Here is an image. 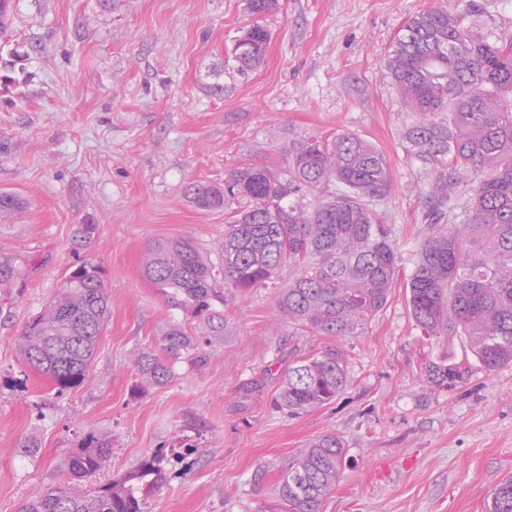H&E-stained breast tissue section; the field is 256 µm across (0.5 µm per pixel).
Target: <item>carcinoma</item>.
Returning a JSON list of instances; mask_svg holds the SVG:
<instances>
[{
  "mask_svg": "<svg viewBox=\"0 0 512 512\" xmlns=\"http://www.w3.org/2000/svg\"><path fill=\"white\" fill-rule=\"evenodd\" d=\"M246 6L253 23L231 49L240 75L264 62L270 32L261 20L279 0H247ZM386 68L415 117L406 132L411 154L433 168L428 219H439L454 204L462 183L474 184L466 220L425 239L410 282L412 314L424 333L442 345L458 337L468 343L472 364L423 363L434 384L452 388L476 370L491 374L512 363V34L494 37L450 7L431 8L405 22ZM392 186L384 153L354 134L295 139L285 171L235 165L224 170L222 184L187 185L185 194L197 208L226 209L221 267L182 237L158 243L145 273L169 289L171 302L208 335L222 336L219 277L246 293L274 282L286 264L295 274L278 289V303L288 321L320 336H356L386 305L396 279L397 251L367 204ZM307 196L312 201L305 203ZM25 208L20 195L0 192L1 217ZM96 231L95 224L78 225L73 250H83ZM20 275L18 259L1 253L0 287ZM109 313L102 269L81 262L26 323L20 359L60 393L77 386L89 374ZM180 359L207 361L197 338L174 325L161 353H134L140 383L167 384ZM346 384L344 353L326 349L288 367L278 406L293 414L317 410ZM109 451L104 436L87 434L66 457L69 480L37 490L22 512H143L165 479L164 453L155 452L119 481L80 489L102 470ZM343 458L344 442L334 433L309 442L276 486L280 512H318L336 491ZM488 512H512V477L494 487Z\"/></svg>",
  "mask_w": 512,
  "mask_h": 512,
  "instance_id": "obj_1",
  "label": "carcinoma"
}]
</instances>
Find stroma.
Here are the masks:
<instances>
[{
  "mask_svg": "<svg viewBox=\"0 0 512 512\" xmlns=\"http://www.w3.org/2000/svg\"><path fill=\"white\" fill-rule=\"evenodd\" d=\"M281 0L267 16L263 64L227 61L252 22L246 0H13L12 51L0 56V191L28 207L0 219V253L23 275L0 288V512H19L65 479L87 433L111 444L104 485L164 450L165 481L144 512H269L289 461L334 433L345 463L320 512H486L512 475V365L453 389L429 383L425 355L465 361L461 341L436 344L415 322L409 283L431 232L432 167L411 155V113L385 62L402 25L446 4L496 34L512 33V0ZM221 91H213V82ZM350 132L387 157L391 192L370 201L400 256L384 308L340 342L289 323L275 285L224 291V334L203 366L181 360L166 385L143 387L134 349L157 348L173 325L199 335L144 273L157 242L192 238L221 262L223 210L190 203L194 181L220 183L233 165L283 168L300 135ZM97 232L73 253L77 224ZM105 272L111 313L89 375L57 393L23 365L26 322L78 260ZM339 344L348 383L330 404L298 416L276 408L288 367ZM35 441L37 454L24 452Z\"/></svg>",
  "mask_w": 512,
  "mask_h": 512,
  "instance_id": "35a3bbf8",
  "label": "stroma"
}]
</instances>
